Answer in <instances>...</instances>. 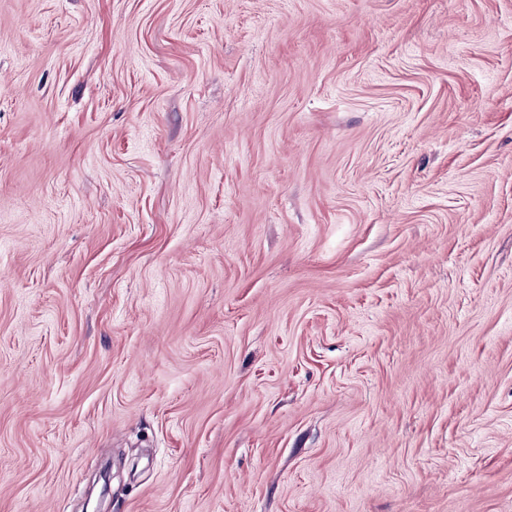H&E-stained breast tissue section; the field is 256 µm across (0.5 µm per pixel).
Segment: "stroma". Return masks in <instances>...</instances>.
Instances as JSON below:
<instances>
[{
	"instance_id": "stroma-1",
	"label": "stroma",
	"mask_w": 512,
	"mask_h": 512,
	"mask_svg": "<svg viewBox=\"0 0 512 512\" xmlns=\"http://www.w3.org/2000/svg\"><path fill=\"white\" fill-rule=\"evenodd\" d=\"M512 512V0H0V512Z\"/></svg>"
}]
</instances>
